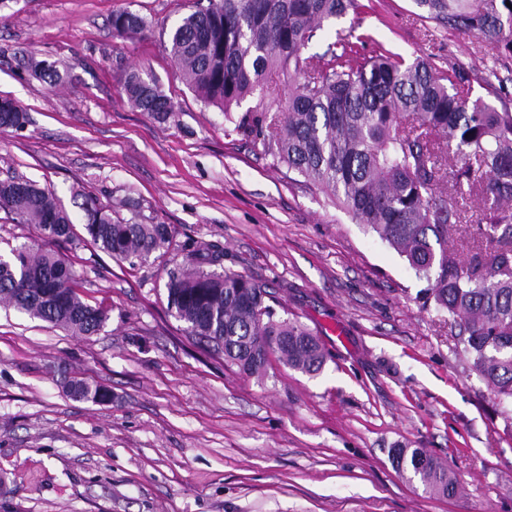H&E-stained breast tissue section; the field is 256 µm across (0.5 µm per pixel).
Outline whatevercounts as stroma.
<instances>
[{
    "instance_id": "1",
    "label": "stroma",
    "mask_w": 512,
    "mask_h": 512,
    "mask_svg": "<svg viewBox=\"0 0 512 512\" xmlns=\"http://www.w3.org/2000/svg\"><path fill=\"white\" fill-rule=\"evenodd\" d=\"M336 30L364 53L456 68L493 106L512 108V60L495 42L427 19L415 0H361ZM194 0H8L0 8V96L27 112L0 130V181L52 192L74 223L78 194L121 218L166 224L175 247L118 262L58 244L80 293L109 318L91 336L0 307V512H512V430L472 371L428 283L321 191L306 188L231 129L176 73L168 32ZM144 17L119 37L112 15ZM55 63L50 85L29 58ZM151 72L175 110L159 122L123 91ZM203 242L267 286L327 361L317 375L270 357L263 377L209 351L170 312V269ZM68 377L109 390L70 396ZM424 448L459 482L434 498L393 467Z\"/></svg>"
}]
</instances>
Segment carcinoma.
Here are the masks:
<instances>
[{
  "label": "carcinoma",
  "instance_id": "1",
  "mask_svg": "<svg viewBox=\"0 0 512 512\" xmlns=\"http://www.w3.org/2000/svg\"><path fill=\"white\" fill-rule=\"evenodd\" d=\"M512 0H416L429 18L450 29L493 40L512 55ZM363 8L361 0H207L170 33L182 81L205 103L231 118V107L262 90L267 78L298 77L288 100L271 111L259 98L235 122L265 154L325 193L352 220L388 243L423 274L427 292L458 329L473 370L502 404L512 403V109H497L461 83L457 70L438 71L424 59L367 57L341 31L311 59L302 50L324 24ZM147 28L144 17L112 15L121 37ZM31 73L52 84L53 63L30 59ZM123 90L131 104L159 120L173 112L158 81L129 70ZM26 113L0 97V128L22 129ZM455 193L483 186L477 245L452 242ZM77 233L69 213L49 191L27 180L0 182V212L32 224L41 242L0 255V306L13 307L74 335L104 326L106 312L80 293L70 262L52 246L89 243L119 261H147L169 250L167 224L112 217L96 200L81 204ZM168 306L190 336L259 376L274 354L289 368L319 373L326 357L312 333L278 317L265 287L224 268V248L202 243L171 271ZM71 396L95 403L105 388L73 377ZM391 460L431 495L450 497L458 482L447 464L424 448H394Z\"/></svg>",
  "mask_w": 512,
  "mask_h": 512
}]
</instances>
